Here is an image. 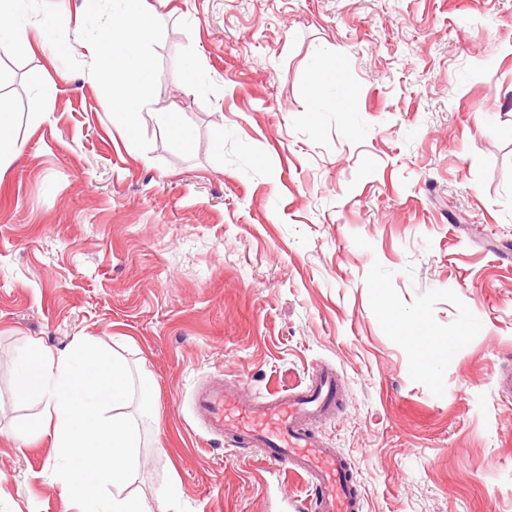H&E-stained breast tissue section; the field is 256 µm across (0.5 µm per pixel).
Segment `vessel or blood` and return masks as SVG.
I'll return each mask as SVG.
<instances>
[{
	"instance_id": "vessel-or-blood-1",
	"label": "vessel or blood",
	"mask_w": 512,
	"mask_h": 512,
	"mask_svg": "<svg viewBox=\"0 0 512 512\" xmlns=\"http://www.w3.org/2000/svg\"><path fill=\"white\" fill-rule=\"evenodd\" d=\"M340 386L335 370L321 366L267 396L245 395L219 379L193 391L191 410L205 434L262 449L270 461L304 476L313 512H360L361 496L342 455L311 429L335 415Z\"/></svg>"
}]
</instances>
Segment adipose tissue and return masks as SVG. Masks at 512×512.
<instances>
[{"label":"adipose tissue","mask_w":512,"mask_h":512,"mask_svg":"<svg viewBox=\"0 0 512 512\" xmlns=\"http://www.w3.org/2000/svg\"><path fill=\"white\" fill-rule=\"evenodd\" d=\"M14 386L19 398L42 402L14 439L25 446L51 435L57 480L81 512H178L176 488L161 491L151 510L127 490L140 463L137 431L123 411L131 376L101 341L80 337L59 353L33 344Z\"/></svg>","instance_id":"ef3b65f1"}]
</instances>
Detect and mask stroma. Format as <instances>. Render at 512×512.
Returning a JSON list of instances; mask_svg holds the SVG:
<instances>
[{"label":"stroma","mask_w":512,"mask_h":512,"mask_svg":"<svg viewBox=\"0 0 512 512\" xmlns=\"http://www.w3.org/2000/svg\"><path fill=\"white\" fill-rule=\"evenodd\" d=\"M165 26L148 150L97 81L0 56V512H78L13 375L92 336L136 385L130 489L181 512L307 503L297 475L203 433L198 382L250 394L329 364L318 425L363 512H512V0H146ZM205 76L189 81L188 70ZM195 131L178 148L157 122ZM11 123L9 112L0 113V167L17 152V141L8 133Z\"/></svg>","instance_id":"1"}]
</instances>
